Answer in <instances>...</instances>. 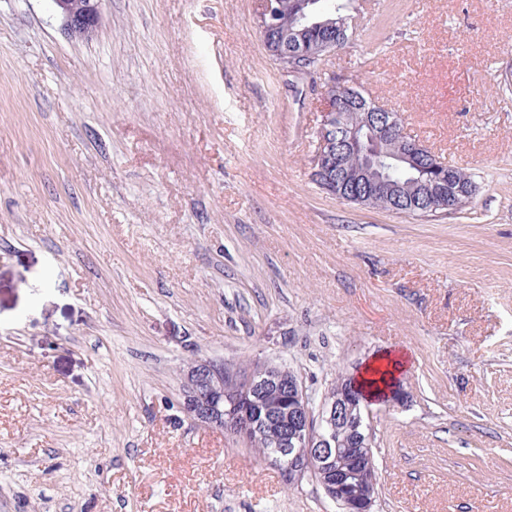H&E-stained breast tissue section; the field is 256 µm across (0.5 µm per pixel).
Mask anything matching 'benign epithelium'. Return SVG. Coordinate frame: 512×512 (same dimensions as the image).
<instances>
[{
  "mask_svg": "<svg viewBox=\"0 0 512 512\" xmlns=\"http://www.w3.org/2000/svg\"><path fill=\"white\" fill-rule=\"evenodd\" d=\"M64 19L68 34L86 37L98 24L102 0H54ZM258 26L267 50L287 64V69H306L309 48L306 33L324 31L332 40L334 51L344 41L334 40L336 33L348 27V20L328 13L316 12V0H298L296 28L280 27L281 0H260ZM326 108L316 132L313 156V177L324 191L339 195L347 185L362 186L368 193L389 192L399 184L377 175V165L346 170L342 155L356 149L360 141L379 142L388 138L400 141L397 161L412 170L434 166L432 154L416 138L406 134L404 126L392 113L382 114L374 102H360L364 120L349 125L344 116L347 104L336 94L325 92ZM437 205L453 211L465 203L469 194L447 187L446 182L426 183ZM224 379V362L196 360L182 373L184 387L183 412L198 422L224 432L249 445L257 435L274 432L278 436V453L267 459L277 467L285 482L294 483L306 474L324 484L326 495L341 501L346 512H369L373 497L366 493L353 498L344 493L349 479L363 467L372 465L370 436L359 418L350 416V407L357 401L356 386L326 395L319 406H313L302 383L288 369L268 363H255L246 371H229ZM345 428L351 437L350 465L338 463L336 430Z\"/></svg>",
  "mask_w": 512,
  "mask_h": 512,
  "instance_id": "1",
  "label": "benign epithelium"
}]
</instances>
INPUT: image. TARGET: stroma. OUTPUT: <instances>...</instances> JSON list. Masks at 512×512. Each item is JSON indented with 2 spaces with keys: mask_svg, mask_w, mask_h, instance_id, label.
I'll return each instance as SVG.
<instances>
[{
  "mask_svg": "<svg viewBox=\"0 0 512 512\" xmlns=\"http://www.w3.org/2000/svg\"><path fill=\"white\" fill-rule=\"evenodd\" d=\"M259 0H0V512H339L182 409L197 359L314 401L384 351L372 512H512V0H352L287 71ZM478 185L432 220L313 181L326 77ZM60 9L68 34L86 37L98 24L102 0H53Z\"/></svg>",
  "mask_w": 512,
  "mask_h": 512,
  "instance_id": "1",
  "label": "stroma"
}]
</instances>
